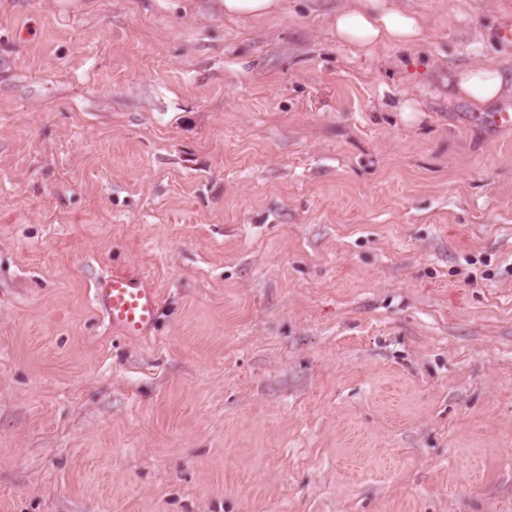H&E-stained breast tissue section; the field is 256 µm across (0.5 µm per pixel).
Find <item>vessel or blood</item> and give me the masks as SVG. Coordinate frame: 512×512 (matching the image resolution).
Wrapping results in <instances>:
<instances>
[{
    "instance_id": "1",
    "label": "vessel or blood",
    "mask_w": 512,
    "mask_h": 512,
    "mask_svg": "<svg viewBox=\"0 0 512 512\" xmlns=\"http://www.w3.org/2000/svg\"><path fill=\"white\" fill-rule=\"evenodd\" d=\"M97 305L113 331L125 337L151 335L158 318L160 296L143 277L112 271L94 289Z\"/></svg>"
}]
</instances>
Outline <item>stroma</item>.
Wrapping results in <instances>:
<instances>
[{"mask_svg":"<svg viewBox=\"0 0 512 512\" xmlns=\"http://www.w3.org/2000/svg\"><path fill=\"white\" fill-rule=\"evenodd\" d=\"M220 2L0 0V512H512V128L448 97L512 0ZM284 0H223L224 17L260 20L279 15L284 10ZM328 18L336 43L370 56L380 48H418L427 37L420 15L401 8L398 0H348ZM97 305L120 336L146 338L155 328L160 296L143 277L114 270L94 288Z\"/></svg>","mask_w":512,"mask_h":512,"instance_id":"1","label":"stroma"}]
</instances>
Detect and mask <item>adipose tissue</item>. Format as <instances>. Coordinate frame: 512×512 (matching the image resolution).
<instances>
[{
    "label": "adipose tissue",
    "instance_id": "ef3b65f1",
    "mask_svg": "<svg viewBox=\"0 0 512 512\" xmlns=\"http://www.w3.org/2000/svg\"><path fill=\"white\" fill-rule=\"evenodd\" d=\"M328 25L338 44L367 56L381 47L414 49L427 37L424 18L397 0H348L329 16ZM448 90L452 98L483 112L512 93V77L500 66L476 61L449 74Z\"/></svg>",
    "mask_w": 512,
    "mask_h": 512
}]
</instances>
